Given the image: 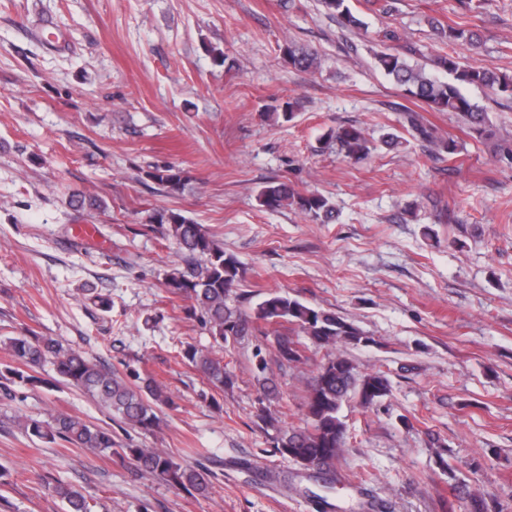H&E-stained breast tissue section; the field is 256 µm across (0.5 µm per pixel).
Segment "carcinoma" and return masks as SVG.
I'll list each match as a JSON object with an SVG mask.
<instances>
[{
  "label": "carcinoma",
  "instance_id": "1",
  "mask_svg": "<svg viewBox=\"0 0 512 512\" xmlns=\"http://www.w3.org/2000/svg\"><path fill=\"white\" fill-rule=\"evenodd\" d=\"M321 3L343 27L359 29L363 26L346 0H321ZM439 34L450 43L477 46L473 31L460 23L440 30ZM284 53L296 69L315 71L320 67L316 53L292 43L285 46ZM377 62L407 97L439 112L459 114L468 124L469 133L479 139L491 135L487 114L461 93L459 85L476 84L493 92L512 93L511 75L483 67L463 66L458 57L449 53L436 56L433 67L452 75L451 82L442 81L425 66L391 52L380 53ZM404 122L412 136L424 141L434 139L432 128L423 124L416 112L406 111ZM329 138L356 160L366 159L371 151L363 131L354 126L340 127L330 133ZM146 177L162 186L169 195L183 193L188 184L184 172L173 166L154 167L146 171ZM258 198L261 205L270 210L288 204L322 223L336 219V209L327 197L318 192L300 193L287 181L266 183ZM148 223L163 228L185 257L186 267L168 274L166 287L191 301L189 311L201 316L216 343L236 341L255 333L264 336L266 327L284 322L297 326L320 346H357L371 340L335 312L310 307L286 294L270 293L254 312L243 311L231 304L235 289L246 275V269L234 254L224 251L202 225L176 209H156L149 215ZM276 343L281 361L293 364L306 360L299 342L280 334ZM6 344L18 363V367L11 370L17 382L25 385L42 382L36 372L49 363L64 382L92 396L124 422L142 430L150 431L158 424L156 406L169 402V397L154 379L138 376L136 382L130 383L94 363L83 352L65 347L55 339L23 333L7 338ZM182 357L214 388L222 390L231 384V378L224 371L223 358L216 354L189 345L183 350ZM388 392L389 384L384 376L375 373L358 377L353 372L352 362L344 355L336 354L319 367L310 385L306 426L278 431L274 438L275 448L303 470L329 471L344 447L345 425L339 416L343 402L356 398L360 405L369 406ZM23 429L32 440L53 442L60 439L92 451H114L121 457L134 459L138 469L152 474L162 483L191 494L205 496L212 488L211 474L205 466L183 464L158 449L122 448L116 451L110 432L67 414L52 415L48 421L28 418L23 421ZM55 492L67 512H91L79 489L60 484L55 487Z\"/></svg>",
  "mask_w": 512,
  "mask_h": 512
}]
</instances>
